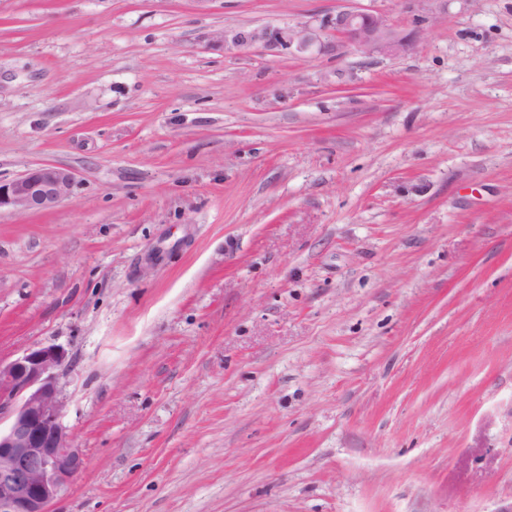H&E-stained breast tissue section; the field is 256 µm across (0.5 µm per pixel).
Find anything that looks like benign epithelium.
Segmentation results:
<instances>
[{
    "label": "benign epithelium",
    "instance_id": "1",
    "mask_svg": "<svg viewBox=\"0 0 512 512\" xmlns=\"http://www.w3.org/2000/svg\"><path fill=\"white\" fill-rule=\"evenodd\" d=\"M332 32L371 55L412 51L414 37L392 27L376 13L340 10L317 26L232 28L213 33L210 42L237 49L263 47L305 54L328 49ZM73 174L44 164L0 182V208L41 212L70 196ZM66 354L60 348L34 346L14 360L0 362V512H49L80 474L84 459L62 422L66 398L60 386Z\"/></svg>",
    "mask_w": 512,
    "mask_h": 512
}]
</instances>
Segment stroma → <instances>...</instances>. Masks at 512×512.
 <instances>
[{"instance_id":"stroma-1","label":"stroma","mask_w":512,"mask_h":512,"mask_svg":"<svg viewBox=\"0 0 512 512\" xmlns=\"http://www.w3.org/2000/svg\"><path fill=\"white\" fill-rule=\"evenodd\" d=\"M377 12L410 52L210 46ZM0 361L51 512H512V0H0ZM73 184L74 176L69 170L52 164L38 166L8 182H0V210H50L70 196ZM65 361L50 345L0 362V512H49L83 470L62 422Z\"/></svg>"}]
</instances>
